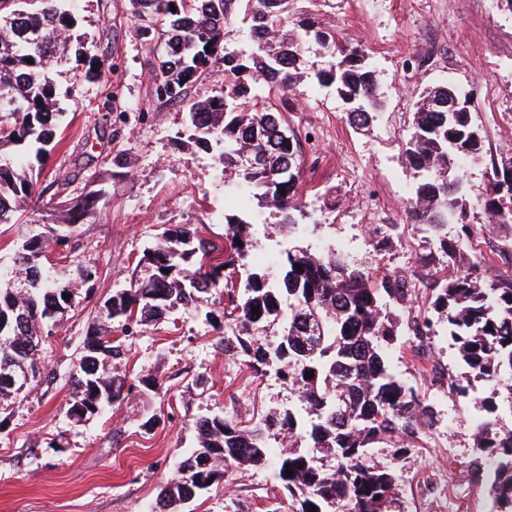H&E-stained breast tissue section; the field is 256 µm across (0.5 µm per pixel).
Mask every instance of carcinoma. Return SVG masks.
Here are the masks:
<instances>
[{"instance_id": "1", "label": "carcinoma", "mask_w": 512, "mask_h": 512, "mask_svg": "<svg viewBox=\"0 0 512 512\" xmlns=\"http://www.w3.org/2000/svg\"><path fill=\"white\" fill-rule=\"evenodd\" d=\"M61 2L40 0L36 12L0 14V224L12 223L25 206L43 198L34 166L10 156L7 148H33L39 162L56 138L58 88L50 74L68 60L73 46L84 45L73 9ZM131 2L138 36L149 50H159L157 97L185 105L192 139L218 151L219 163L233 175L229 183L257 190L258 207L279 214L280 224L295 230L307 216L298 198L303 160L297 140L284 127L283 113L291 110L288 93L303 82L301 44L312 38L332 58L310 79L336 92L355 130H369L382 107L375 64L363 50L315 27L311 19L289 15L290 0H251L249 42L232 51L224 47L223 38L224 27L234 22L236 0ZM219 61L224 65L222 102L188 99L187 88ZM86 64V80L109 82L112 62L88 54ZM261 81L281 93L279 106L259 107L255 89ZM448 90L436 85L420 93L403 155L417 174L408 218L429 235L418 262L430 266L442 261L462 270L434 278L431 315L413 321L410 330L417 349L424 351L434 327H448L465 369L458 378L448 376V390L467 402L475 379L501 382L512 395V275H490L482 262L468 261L464 252L472 225L462 180L454 179L450 191L448 175L480 153L483 135L473 112L448 111ZM245 158L256 166L243 168ZM508 182L511 157L493 167L484 194L486 213L501 224L512 223V196L498 191ZM103 196L100 188L76 199L54 215L48 239L31 238L21 245L14 265L25 290L19 292L9 282L0 286L3 409L29 382L37 381L40 328L66 309L63 293L68 288L49 281L41 270L47 240L64 243L66 236L56 225L78 224L93 215L94 200ZM450 224L459 226L452 240ZM225 238L229 245L221 251L198 230L179 227L144 254L152 273L112 297L111 309L88 339L73 376L67 414L74 415L78 405L88 408V417L102 414L126 398L124 391L135 388L109 374L108 363L121 354L112 326L132 333L174 308L195 309L222 295L240 327L236 341H224V351L238 349L251 367L274 369L298 389L300 408L280 416L269 412L246 426L219 416L197 419V447L160 492L156 512H176L179 504L224 483L232 466L270 463L292 512H309L313 506L317 512H393L399 475L372 463L369 448L379 444L403 456L436 424L432 408L398 378L389 362L399 336L396 309L414 293L405 287L407 277L390 275L373 288L364 272L341 254L294 246L284 252L281 274H248L244 293L237 297L236 259L251 245L244 220L227 221ZM280 321L275 341L256 338ZM308 372L314 377H306ZM482 404L486 417L475 425L479 454L468 465V474L485 487L493 512H512V431L503 433L498 427L495 396ZM281 434L292 438L291 447L275 452L269 440ZM320 455L335 459L333 470L320 464ZM288 470L293 476H286Z\"/></svg>"}]
</instances>
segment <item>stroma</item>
Listing matches in <instances>:
<instances>
[{
    "label": "stroma",
    "mask_w": 512,
    "mask_h": 512,
    "mask_svg": "<svg viewBox=\"0 0 512 512\" xmlns=\"http://www.w3.org/2000/svg\"><path fill=\"white\" fill-rule=\"evenodd\" d=\"M297 6L339 39L372 55L382 72L383 106L367 133L346 121V107L330 89L304 81L285 125L303 151L301 201L311 221L287 232L270 211L238 208L211 151L190 137L182 106L158 99L155 59L139 40L131 0H77L79 32L90 53L112 59L111 84L84 79L70 62L54 79L67 96L59 107L60 133L40 179L44 205H65L90 190L107 195L93 217L76 225L67 246L54 249L42 269L69 286L72 305L45 326L39 354L41 380L0 413V512H153L158 494L196 446L202 416L236 421L299 405L298 391L272 370H254L239 352L217 343L237 336L227 305L179 310L123 337L113 376L150 388L110 412L75 420L67 413L72 376L105 302L148 275L141 259L169 229H198L223 245L226 221H249L252 245L238 262V284L258 271L262 254L288 245L341 248L378 285L390 274L421 282L400 319L423 316L435 275L416 256L425 234L408 224L405 209L416 182L402 145L419 89L446 84L471 94L486 138L480 156L464 169L469 220L475 226L469 258L512 274V224L491 223L481 193L495 165L512 156V11L500 0H298ZM67 176L70 183L55 186ZM335 189L336 205L324 193ZM397 225L388 249L366 232L367 223ZM39 212L21 224H0V271L9 272L25 240L45 234ZM91 270L85 280L83 270ZM422 356L405 341L391 351L397 375L436 414L435 426L410 451H371L374 463L399 474L400 512H490L484 486L467 466L476 454L473 422L492 384L478 382L468 402L448 391L449 375L463 373L444 328ZM286 512L271 467H233L224 486L203 492L182 512Z\"/></svg>",
    "instance_id": "stroma-1"
}]
</instances>
